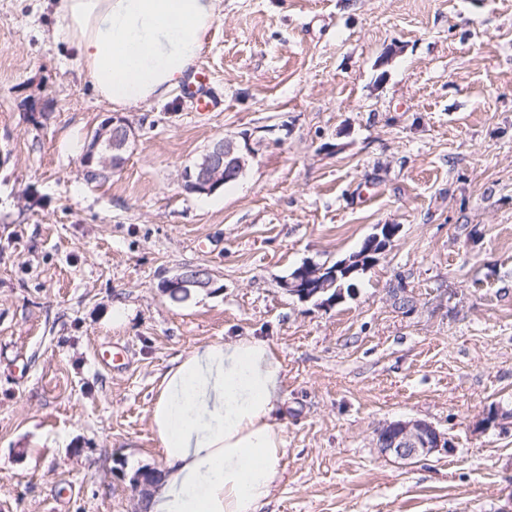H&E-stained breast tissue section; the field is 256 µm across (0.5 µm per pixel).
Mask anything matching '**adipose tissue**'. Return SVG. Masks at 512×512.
Returning a JSON list of instances; mask_svg holds the SVG:
<instances>
[{
    "instance_id": "adipose-tissue-1",
    "label": "adipose tissue",
    "mask_w": 512,
    "mask_h": 512,
    "mask_svg": "<svg viewBox=\"0 0 512 512\" xmlns=\"http://www.w3.org/2000/svg\"><path fill=\"white\" fill-rule=\"evenodd\" d=\"M60 33L113 110L167 99L215 21L212 0H57ZM284 367L263 339L195 345L160 374L162 459L146 512H262L282 472Z\"/></svg>"
}]
</instances>
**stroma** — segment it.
Returning a JSON list of instances; mask_svg holds the SVG:
<instances>
[{"instance_id":"35a3bbf8","label":"stroma","mask_w":512,"mask_h":512,"mask_svg":"<svg viewBox=\"0 0 512 512\" xmlns=\"http://www.w3.org/2000/svg\"><path fill=\"white\" fill-rule=\"evenodd\" d=\"M54 9L0 0V512H143L160 373L241 336L285 368L263 512L512 507V0H215L193 64L214 108L179 88L125 111L138 140L92 184L80 158L113 110ZM220 137L243 173L186 191ZM378 224L398 233L343 301L288 293ZM196 266L206 287L164 288ZM492 405L510 419L484 424ZM398 419L453 451L383 454Z\"/></svg>"}]
</instances>
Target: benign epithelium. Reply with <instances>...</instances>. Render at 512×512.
Masks as SVG:
<instances>
[{"label": "benign epithelium", "instance_id": "7a95c632", "mask_svg": "<svg viewBox=\"0 0 512 512\" xmlns=\"http://www.w3.org/2000/svg\"><path fill=\"white\" fill-rule=\"evenodd\" d=\"M137 140L134 126L121 116L104 120L90 137L80 162L81 173L89 181L93 176L105 172L121 170L127 160L131 146ZM245 167V158L235 143L226 138L213 141L206 149L203 162L184 170L182 179L185 188L196 194H209L217 186L238 177ZM397 230L392 224H378L375 232L369 235L362 248L350 256L336 262L329 270L325 266L307 263L287 281L289 294L302 303L313 302L317 305L331 306L345 298V289L338 286V272L344 278L362 273L369 268L363 264L365 257L374 252L387 251ZM208 271L195 268L167 280V287L176 292L188 286L205 284ZM376 445L384 454H393L398 458L411 460L429 456L445 448L453 451L448 437L425 420H397L384 425L376 434ZM157 483L153 470H144L132 478L134 492L142 500L151 495Z\"/></svg>", "mask_w": 512, "mask_h": 512}]
</instances>
